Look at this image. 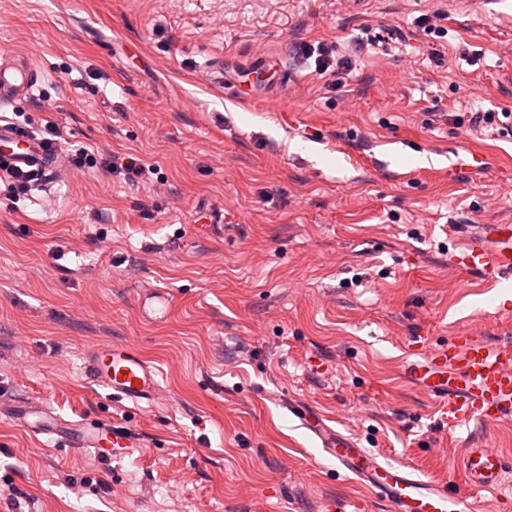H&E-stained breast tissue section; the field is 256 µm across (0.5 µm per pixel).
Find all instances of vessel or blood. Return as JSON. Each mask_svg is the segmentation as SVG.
Wrapping results in <instances>:
<instances>
[{
    "label": "vessel or blood",
    "instance_id": "obj_1",
    "mask_svg": "<svg viewBox=\"0 0 512 512\" xmlns=\"http://www.w3.org/2000/svg\"><path fill=\"white\" fill-rule=\"evenodd\" d=\"M38 80L27 56L0 55V111L27 100ZM60 166L58 156L27 145L11 124H0V169L21 170L36 182L46 183ZM455 261L463 270L492 281H512V224L474 226ZM84 365L93 383L135 405L150 402L160 386L156 367L127 344L90 347ZM403 372L447 413L451 423L476 420L487 424L512 416L511 343L491 342L469 333L432 347L426 337L417 336L407 346ZM288 410L338 468L393 504L394 512H463L461 499L451 495L446 483L360 447L353 436L331 425L317 407L293 400ZM0 415L71 450L108 451L117 456L134 453L141 446L138 433L130 428L64 420L46 407L1 403ZM455 467L471 487L481 491L499 488L512 473V461L492 448L468 449Z\"/></svg>",
    "mask_w": 512,
    "mask_h": 512
}]
</instances>
